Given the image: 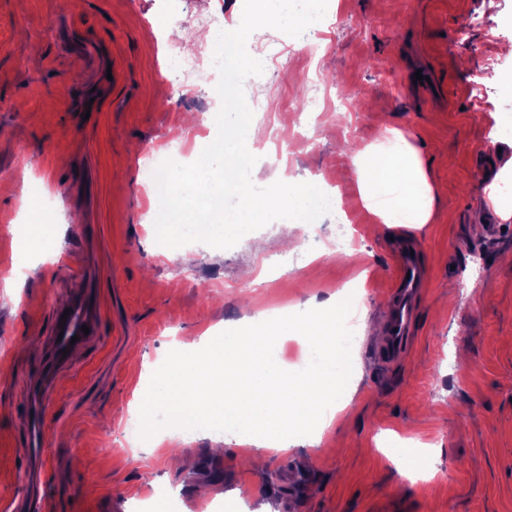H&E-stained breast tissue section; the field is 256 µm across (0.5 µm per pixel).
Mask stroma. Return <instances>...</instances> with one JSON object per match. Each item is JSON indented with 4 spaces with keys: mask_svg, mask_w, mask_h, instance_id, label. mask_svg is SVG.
Wrapping results in <instances>:
<instances>
[{
    "mask_svg": "<svg viewBox=\"0 0 512 512\" xmlns=\"http://www.w3.org/2000/svg\"><path fill=\"white\" fill-rule=\"evenodd\" d=\"M308 41L267 30L264 66L278 137L258 121L259 186L279 165L327 176L349 209L311 224L276 220L256 252L157 244L152 162L197 160L210 123L167 81L169 30L193 52L200 14L243 0H0V512H33L21 441L29 385L57 311L97 292L103 334L75 349L43 407L48 512H512V218L491 190L512 183V0H332ZM294 51L292 74L275 61ZM426 75V83L415 72ZM488 94L474 104L471 88ZM317 99L306 120L296 112ZM398 129L432 187L426 224L375 223L346 149ZM39 192L59 232H24ZM426 271L409 340L381 353L396 291L394 244ZM190 263H182L180 254ZM257 271L247 286L244 269ZM354 291L358 341L348 404L315 445L240 463L234 440L201 429L164 442L163 413L134 421L149 370L210 327L261 311L298 316Z\"/></svg>",
    "mask_w": 512,
    "mask_h": 512,
    "instance_id": "obj_1",
    "label": "stroma"
}]
</instances>
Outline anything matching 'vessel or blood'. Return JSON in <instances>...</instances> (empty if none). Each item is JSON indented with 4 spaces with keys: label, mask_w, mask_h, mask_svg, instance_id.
Segmentation results:
<instances>
[{
    "label": "vessel or blood",
    "mask_w": 512,
    "mask_h": 512,
    "mask_svg": "<svg viewBox=\"0 0 512 512\" xmlns=\"http://www.w3.org/2000/svg\"><path fill=\"white\" fill-rule=\"evenodd\" d=\"M421 270L411 255H404L398 265V299L387 314L385 347L388 353L398 354L407 342L408 325L411 316L412 298L421 282ZM70 312L62 329L61 336L55 337L51 360L42 380L31 386L34 403H42L48 386L53 382L57 369L66 361L65 349L71 339L87 343L89 338L100 333V316L96 311V301L91 294L74 295L69 305Z\"/></svg>",
    "instance_id": "vessel-or-blood-1"
}]
</instances>
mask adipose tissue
I'll return each mask as SVG.
<instances>
[{
    "mask_svg": "<svg viewBox=\"0 0 512 512\" xmlns=\"http://www.w3.org/2000/svg\"><path fill=\"white\" fill-rule=\"evenodd\" d=\"M357 172H368L366 206L385 224H425L432 189L416 152L401 133L352 154ZM350 295L339 290L334 306L297 323L286 314L253 317L246 329L183 343L161 368L139 418L164 409L174 425L204 421L223 429L253 457L284 452L291 439H319L336 419L327 401L343 389L353 369L338 336L337 315ZM302 336L315 348L319 367L305 374L284 368L275 356L283 342Z\"/></svg>",
    "mask_w": 512,
    "mask_h": 512,
    "instance_id": "obj_1",
    "label": "adipose tissue"
}]
</instances>
